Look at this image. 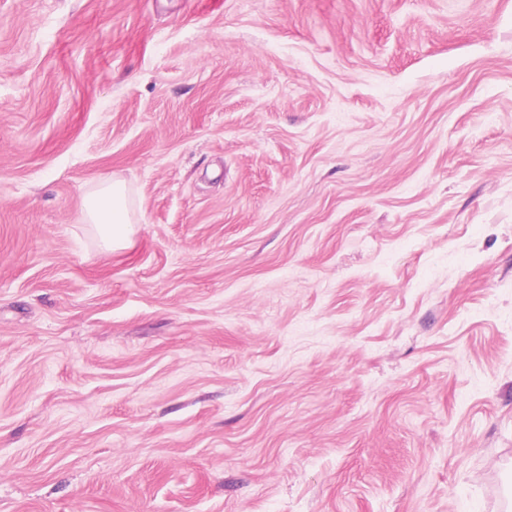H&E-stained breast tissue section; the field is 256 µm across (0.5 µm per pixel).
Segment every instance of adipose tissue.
<instances>
[{
  "label": "adipose tissue",
  "mask_w": 512,
  "mask_h": 512,
  "mask_svg": "<svg viewBox=\"0 0 512 512\" xmlns=\"http://www.w3.org/2000/svg\"><path fill=\"white\" fill-rule=\"evenodd\" d=\"M86 218L95 224L106 248L122 246L132 234L127 189L123 181L105 180L86 202Z\"/></svg>",
  "instance_id": "adipose-tissue-1"
}]
</instances>
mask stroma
Listing matches in <instances>:
<instances>
[{
	"instance_id": "obj_1",
	"label": "stroma",
	"mask_w": 512,
	"mask_h": 512,
	"mask_svg": "<svg viewBox=\"0 0 512 512\" xmlns=\"http://www.w3.org/2000/svg\"><path fill=\"white\" fill-rule=\"evenodd\" d=\"M511 505L512 0H0V512ZM86 218L95 224L101 241L113 250L129 240L132 221L126 185L119 179H107L86 202Z\"/></svg>"
}]
</instances>
